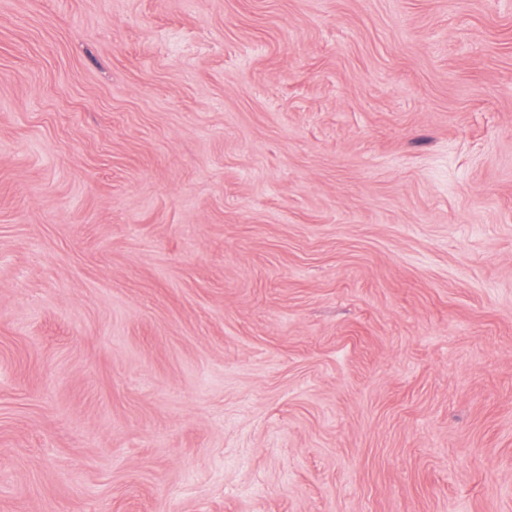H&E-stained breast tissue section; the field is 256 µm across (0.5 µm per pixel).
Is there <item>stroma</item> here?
<instances>
[{
	"label": "stroma",
	"mask_w": 512,
	"mask_h": 512,
	"mask_svg": "<svg viewBox=\"0 0 512 512\" xmlns=\"http://www.w3.org/2000/svg\"><path fill=\"white\" fill-rule=\"evenodd\" d=\"M0 512H512V0H0Z\"/></svg>",
	"instance_id": "obj_1"
}]
</instances>
